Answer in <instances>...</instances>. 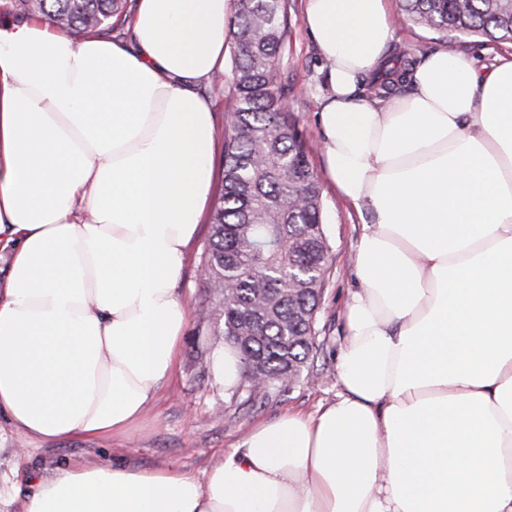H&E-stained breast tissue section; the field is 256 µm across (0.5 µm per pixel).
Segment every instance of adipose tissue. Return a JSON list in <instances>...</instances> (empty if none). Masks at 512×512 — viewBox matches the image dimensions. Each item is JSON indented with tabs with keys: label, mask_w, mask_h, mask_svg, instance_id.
<instances>
[{
	"label": "adipose tissue",
	"mask_w": 512,
	"mask_h": 512,
	"mask_svg": "<svg viewBox=\"0 0 512 512\" xmlns=\"http://www.w3.org/2000/svg\"><path fill=\"white\" fill-rule=\"evenodd\" d=\"M233 0H137L131 44L0 27V412L30 436L121 437L175 366L176 291L215 141ZM319 122L355 244L335 402L250 429L197 476L74 462L22 512H512V53L439 49L369 98L387 0H307Z\"/></svg>",
	"instance_id": "1"
}]
</instances>
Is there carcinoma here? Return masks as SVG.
<instances>
[{"label":"carcinoma","mask_w":512,"mask_h":512,"mask_svg":"<svg viewBox=\"0 0 512 512\" xmlns=\"http://www.w3.org/2000/svg\"><path fill=\"white\" fill-rule=\"evenodd\" d=\"M127 0H8L19 16L38 13L72 32L112 33ZM403 20L448 34L512 43V0H401ZM288 0H236L231 22V110L224 128L223 190L211 216L204 259L218 289L224 340L245 367L242 404L263 403L287 387L317 343V317L334 256L323 222V189L310 167L312 143L285 106L290 88L280 68ZM409 53L372 77L368 91L402 88Z\"/></svg>","instance_id":"carcinoma-1"}]
</instances>
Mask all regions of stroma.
<instances>
[{
	"instance_id": "1",
	"label": "stroma",
	"mask_w": 512,
	"mask_h": 512,
	"mask_svg": "<svg viewBox=\"0 0 512 512\" xmlns=\"http://www.w3.org/2000/svg\"><path fill=\"white\" fill-rule=\"evenodd\" d=\"M305 4L306 0H288L289 28L281 63L291 87V109L300 128L318 142L322 132L317 111L325 95L326 72L303 22ZM311 165L323 187L324 223L335 255L319 314L323 351L269 403L237 405L213 371L215 357L224 348L223 321L214 312L216 301L203 275L210 226L202 224L188 247L177 282V291L189 308V320L176 370L128 437L32 438L0 414V484L6 485L14 498L10 512H21L37 479L50 477L68 462H120L136 469L172 467L200 475L234 448L253 425L274 421L288 412L312 415L334 400L336 351L345 302L355 285L352 245L361 220L336 194L320 154H313Z\"/></svg>"
}]
</instances>
